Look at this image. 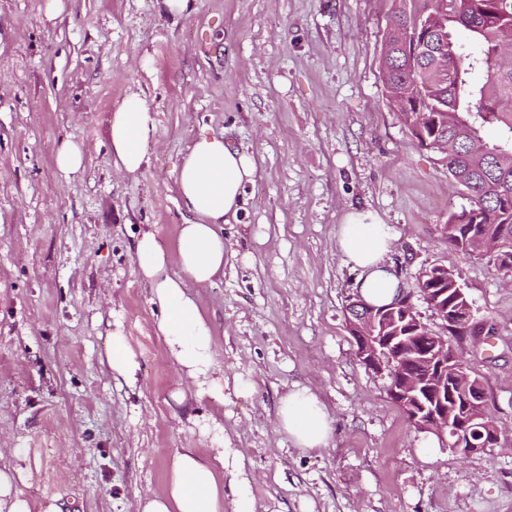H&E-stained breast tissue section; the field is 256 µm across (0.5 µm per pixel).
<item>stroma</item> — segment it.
<instances>
[{
    "instance_id": "1",
    "label": "stroma",
    "mask_w": 512,
    "mask_h": 512,
    "mask_svg": "<svg viewBox=\"0 0 512 512\" xmlns=\"http://www.w3.org/2000/svg\"><path fill=\"white\" fill-rule=\"evenodd\" d=\"M393 0H0V436L22 449V495L67 512H138L163 492L172 457L209 459L201 427L223 413L254 512H512V276L468 256L441 227L468 200L443 155L421 148L380 72ZM131 92L153 111L157 152L112 167V108ZM224 134L257 162L223 277L201 288L224 369V403L198 400L155 333L135 264L141 228L174 250L190 215L175 178L188 145ZM84 170L65 179L63 141ZM355 210L391 227L393 268L421 321L442 322L419 279L460 272L491 335L450 344L506 429L493 448L426 450L358 360L345 324L358 273L337 246ZM121 331L135 385L106 361ZM248 393L234 389L235 379ZM310 388L331 420L326 447H295L280 397ZM56 162L59 171L69 177L70 174L80 171L83 162L82 152L75 143L64 142L57 149Z\"/></svg>"
}]
</instances>
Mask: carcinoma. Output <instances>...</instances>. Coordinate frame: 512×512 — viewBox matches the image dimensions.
<instances>
[{
	"label": "carcinoma",
	"instance_id": "cac0c4a2",
	"mask_svg": "<svg viewBox=\"0 0 512 512\" xmlns=\"http://www.w3.org/2000/svg\"><path fill=\"white\" fill-rule=\"evenodd\" d=\"M449 13L440 17L431 44L417 54L408 51L403 31L421 21L428 0H399L381 57L388 97H420L429 122L420 124L416 112H402L405 125L423 147L446 139L455 147L448 160V173L468 193V209H477L481 224H464L465 211L452 212L446 225L448 244L465 252L467 235L503 239L512 245V66L498 64L505 44L512 45V0H491L498 23L489 24L470 6L471 0H448ZM448 64V83L442 82L443 64ZM483 73V80L476 75ZM498 125L501 134L487 141V125ZM459 274L448 271L441 288L448 294L439 304L454 309L458 299Z\"/></svg>",
	"mask_w": 512,
	"mask_h": 512
}]
</instances>
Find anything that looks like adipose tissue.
<instances>
[{
    "label": "adipose tissue",
    "instance_id": "adipose-tissue-1",
    "mask_svg": "<svg viewBox=\"0 0 512 512\" xmlns=\"http://www.w3.org/2000/svg\"><path fill=\"white\" fill-rule=\"evenodd\" d=\"M110 152L117 172L134 175L157 150L150 107L136 93L113 107L109 126ZM257 172L253 156L230 148L223 135L204 134L188 146L179 166L178 193L193 216L180 225L173 252L164 251L152 228L140 231L135 246L138 275L151 303L160 308L156 328L171 358L190 378L196 398L224 401V370L214 358L213 330L201 312L199 288L224 273L227 252L224 226L237 219L244 188ZM394 238L373 211L350 212L338 232L337 244L358 270L360 297L376 307L394 303L400 281L389 261ZM277 425L296 447H325L331 435L328 413L309 388L294 387L282 396ZM202 461L195 449L177 454L164 493L139 499V512H224V472L240 474V457L217 447ZM22 470H0V512H62L60 505L32 504L17 489Z\"/></svg>",
    "mask_w": 512,
    "mask_h": 512
}]
</instances>
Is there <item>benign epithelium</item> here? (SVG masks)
Here are the masks:
<instances>
[{
  "label": "benign epithelium",
  "instance_id": "obj_1",
  "mask_svg": "<svg viewBox=\"0 0 512 512\" xmlns=\"http://www.w3.org/2000/svg\"><path fill=\"white\" fill-rule=\"evenodd\" d=\"M434 31L432 23L422 21L407 30L405 44L413 50H420ZM446 267L434 265L424 271L420 278V292L423 299L433 293L430 285ZM410 320L416 327L415 335L401 336L393 330L396 317ZM443 329L453 327L459 331H470L473 325V309L466 305L460 315H450L448 310L439 314ZM347 329L356 347L358 360L367 368L377 372L386 371L390 378L391 400L405 410H411L418 427L436 434L442 442H451V447L464 454L484 451L500 442L503 429L490 423L477 425V417L448 419V404L444 401V388L438 387L440 407L423 403L419 398L421 382L412 370L420 364H438L439 370H448V362L457 359L456 352L448 349V337L428 329L417 317L414 307L406 297H401L389 314L379 312L361 299L353 300L347 307Z\"/></svg>",
  "mask_w": 512,
  "mask_h": 512
}]
</instances>
